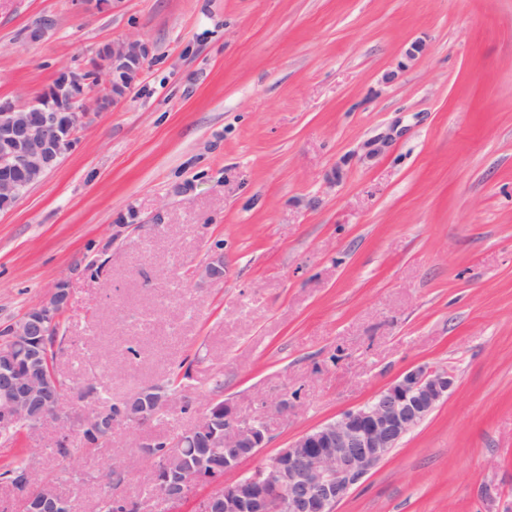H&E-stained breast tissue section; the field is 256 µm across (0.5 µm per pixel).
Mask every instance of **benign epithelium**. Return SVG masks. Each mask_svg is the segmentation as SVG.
I'll list each match as a JSON object with an SVG mask.
<instances>
[{
  "label": "benign epithelium",
  "instance_id": "1",
  "mask_svg": "<svg viewBox=\"0 0 512 512\" xmlns=\"http://www.w3.org/2000/svg\"><path fill=\"white\" fill-rule=\"evenodd\" d=\"M148 56V46L138 39L115 41L101 47L90 66L60 70L44 92L25 105L1 98L0 199L19 200L23 187L54 168L88 118V100L98 111L120 103L139 80ZM68 298L65 285L57 284L48 299L11 323L12 341L24 345L30 336L54 335ZM49 356L46 348L30 352L26 362L32 369L24 373L11 361L0 365L1 431L26 422L33 432L57 419L55 388L39 372V364ZM454 384V375L446 369L416 367L372 402L302 433L248 477L239 472L265 447L267 417L241 419L226 402L212 405L162 455L156 467L158 494L164 502L177 504L192 487L209 484L214 490L200 501L197 512H335L349 491L448 397ZM166 399L164 393L136 394L113 420L88 405L70 408L67 418L75 422L77 436L96 423L102 438L108 439L118 422H149ZM200 439L207 451L195 461L188 449ZM33 483L38 489L29 512L70 510L56 485L41 479L30 464L17 487L24 491Z\"/></svg>",
  "mask_w": 512,
  "mask_h": 512
}]
</instances>
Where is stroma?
Returning <instances> with one entry per match:
<instances>
[{"instance_id": "35a3bbf8", "label": "stroma", "mask_w": 512, "mask_h": 512, "mask_svg": "<svg viewBox=\"0 0 512 512\" xmlns=\"http://www.w3.org/2000/svg\"><path fill=\"white\" fill-rule=\"evenodd\" d=\"M129 38L133 91L0 210V328L66 282L65 378L121 399L188 362L195 403L75 450L72 512L115 467L154 512L143 443L210 403L267 416L250 472L421 365L454 388L336 512H512V0H0V98ZM74 432L0 435V462L58 474Z\"/></svg>"}]
</instances>
